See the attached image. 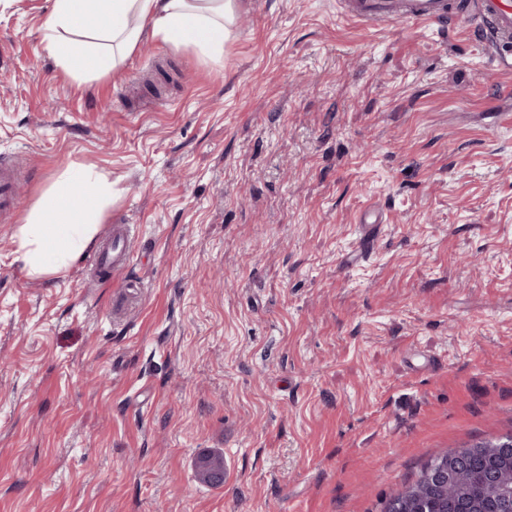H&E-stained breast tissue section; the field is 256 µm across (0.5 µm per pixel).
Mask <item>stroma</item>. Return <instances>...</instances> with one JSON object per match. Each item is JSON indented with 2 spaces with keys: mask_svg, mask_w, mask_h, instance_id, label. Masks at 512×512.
I'll list each match as a JSON object with an SVG mask.
<instances>
[{
  "mask_svg": "<svg viewBox=\"0 0 512 512\" xmlns=\"http://www.w3.org/2000/svg\"><path fill=\"white\" fill-rule=\"evenodd\" d=\"M48 14L0 0V159L25 161L23 213L69 167L111 178L99 235L132 225L133 262L31 280L0 223V512H384L512 434L487 20L238 0L222 61L148 39L96 78L48 54ZM198 479L211 487H220L224 483V458L212 452H202L196 459Z\"/></svg>",
  "mask_w": 512,
  "mask_h": 512,
  "instance_id": "1",
  "label": "stroma"
}]
</instances>
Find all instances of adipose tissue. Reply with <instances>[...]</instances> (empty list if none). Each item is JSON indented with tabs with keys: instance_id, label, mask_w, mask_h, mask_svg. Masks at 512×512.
Returning <instances> with one entry per match:
<instances>
[{
	"instance_id": "ef3b65f1",
	"label": "adipose tissue",
	"mask_w": 512,
	"mask_h": 512,
	"mask_svg": "<svg viewBox=\"0 0 512 512\" xmlns=\"http://www.w3.org/2000/svg\"><path fill=\"white\" fill-rule=\"evenodd\" d=\"M235 10L236 0H50L44 42L63 68L98 76L119 70L146 33L219 61ZM111 202V180L91 168L64 170L14 233L26 276L65 272L94 246Z\"/></svg>"
}]
</instances>
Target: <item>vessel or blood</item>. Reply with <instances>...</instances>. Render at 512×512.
<instances>
[{
  "mask_svg": "<svg viewBox=\"0 0 512 512\" xmlns=\"http://www.w3.org/2000/svg\"><path fill=\"white\" fill-rule=\"evenodd\" d=\"M343 6L347 16L369 22L431 24L479 14L491 23L495 60L499 66L512 68V0H469L464 8L456 0H344ZM25 178L21 161L0 162V222H8L17 210ZM131 258L129 227L115 226L111 241L104 243L98 252L99 268L116 276L129 266Z\"/></svg>",
  "mask_w": 512,
  "mask_h": 512,
  "instance_id": "vessel-or-blood-1",
  "label": "vessel or blood"
}]
</instances>
